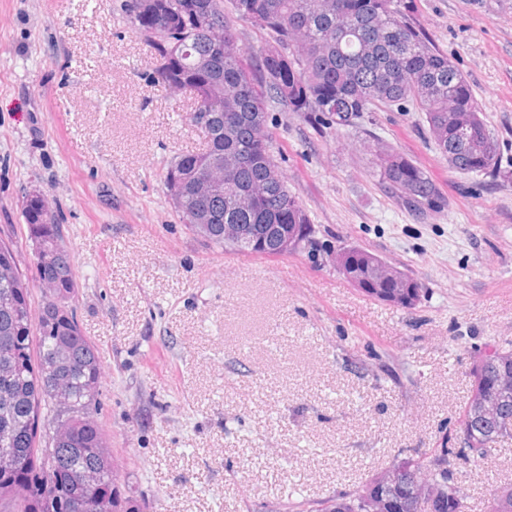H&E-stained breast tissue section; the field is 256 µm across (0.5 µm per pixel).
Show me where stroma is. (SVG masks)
<instances>
[{"label": "stroma", "instance_id": "stroma-1", "mask_svg": "<svg viewBox=\"0 0 512 512\" xmlns=\"http://www.w3.org/2000/svg\"><path fill=\"white\" fill-rule=\"evenodd\" d=\"M119 0H0V238L34 277L22 197L56 209L72 299L98 351L97 421L146 512H289L448 445L471 512L512 483V441L461 450L469 370L512 349V0H399L470 83L504 177L463 175L419 112L325 126L270 105L273 151L315 249L259 256L181 224L162 174L202 134L151 81ZM417 162L448 205L420 219L380 188L369 149ZM362 248L423 286L401 308L334 262Z\"/></svg>", "mask_w": 512, "mask_h": 512}]
</instances>
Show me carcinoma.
<instances>
[{"label": "carcinoma", "mask_w": 512, "mask_h": 512, "mask_svg": "<svg viewBox=\"0 0 512 512\" xmlns=\"http://www.w3.org/2000/svg\"><path fill=\"white\" fill-rule=\"evenodd\" d=\"M119 8L154 51L152 83L209 108L199 127L203 143L167 165L164 185L180 223L207 225L213 244L224 245V225L280 224L285 208L288 223L306 225L303 247L314 243L312 221L271 150L269 100L339 126L381 108L421 112L450 168L501 174L498 139L468 81L394 0H121ZM238 21L263 35L252 70L242 64ZM374 157L379 183L404 209L424 219L448 205L412 159L379 146ZM214 181L223 189L215 190ZM23 216L47 260L36 276L46 298L33 318L29 282L12 242L0 239V462L28 474L23 482L0 479V505L15 502L18 512H142L96 419L102 366L69 306L75 273L55 211L42 194L27 192ZM372 256L360 248L342 255L367 295ZM419 287L405 274L377 300L409 308L419 302ZM480 359L487 363L471 368L459 425L463 447L481 452L512 440V392L479 401L478 372L512 378V352L495 348ZM42 425L52 436L40 449ZM453 457L450 448H429L417 460L397 461L406 483L388 494L404 501L405 512H469L467 494L453 481ZM367 500L364 488L318 509L304 501L290 508L379 512L364 508ZM486 512H512V486L495 490Z\"/></svg>", "instance_id": "cac0c4a2"}]
</instances>
